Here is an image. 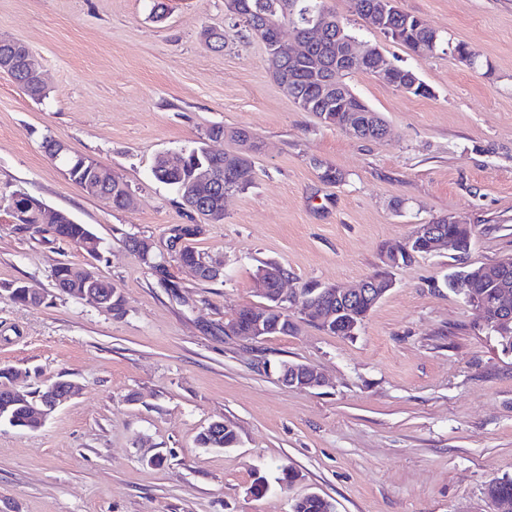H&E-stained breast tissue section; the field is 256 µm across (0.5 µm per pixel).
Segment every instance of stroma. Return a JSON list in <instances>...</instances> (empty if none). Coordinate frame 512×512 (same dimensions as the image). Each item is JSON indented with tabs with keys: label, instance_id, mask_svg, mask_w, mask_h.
<instances>
[{
	"label": "stroma",
	"instance_id": "stroma-1",
	"mask_svg": "<svg viewBox=\"0 0 512 512\" xmlns=\"http://www.w3.org/2000/svg\"><path fill=\"white\" fill-rule=\"evenodd\" d=\"M0 0V37L44 63L47 98L0 72V284L23 281L39 306L0 297V367L21 381L58 377L81 393L38 430L0 425V512H291L314 490L337 512H493L488 488L512 478V354L450 291L451 272L512 254V0H398L443 43L420 58L326 0L359 41L413 69L431 94L373 75L348 82L387 126L354 138L299 110L267 70L262 43L237 32L224 0ZM223 29L217 52L203 31ZM464 42L480 64L458 62ZM219 122L257 138L255 183L228 196L214 223L182 208L151 172L161 152L194 146ZM51 136L126 181L135 208L87 195L44 153ZM341 182H324L325 169ZM22 191L90 225L102 258L22 232L5 214ZM453 216L473 231L467 256L442 252L391 270L395 282L357 336L308 323L252 341L224 324L257 303L259 266L288 271V290L353 287L417 225ZM178 224L224 266L204 283L171 265L152 277L127 235L165 244ZM91 264L125 298L113 319L60 293L58 263ZM300 362L325 386L292 390L274 369ZM224 419L232 448L197 436ZM155 448L163 467L142 461ZM299 471L292 486L281 466ZM266 476L270 491L249 494Z\"/></svg>",
	"mask_w": 512,
	"mask_h": 512
}]
</instances>
